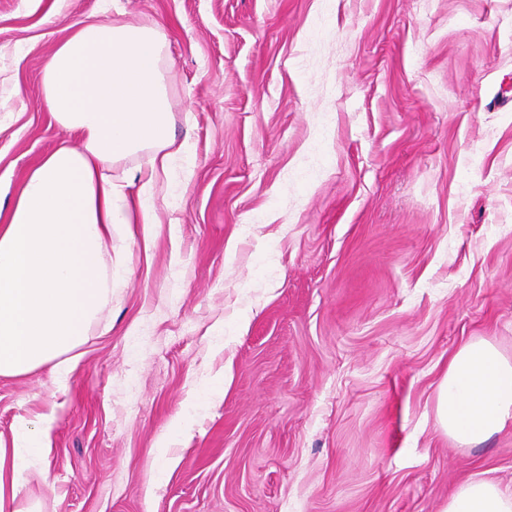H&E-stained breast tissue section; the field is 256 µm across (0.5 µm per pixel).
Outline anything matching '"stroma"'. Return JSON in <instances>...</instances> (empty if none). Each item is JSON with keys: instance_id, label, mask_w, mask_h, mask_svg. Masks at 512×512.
I'll return each instance as SVG.
<instances>
[{"instance_id": "35a3bbf8", "label": "stroma", "mask_w": 512, "mask_h": 512, "mask_svg": "<svg viewBox=\"0 0 512 512\" xmlns=\"http://www.w3.org/2000/svg\"><path fill=\"white\" fill-rule=\"evenodd\" d=\"M160 23L171 122L125 287L0 377L53 418L15 512H440L512 491V427L436 419L460 345L512 355V0H0V208L72 135L41 72L89 14ZM441 512H512V494L488 478L472 476L458 485Z\"/></svg>"}]
</instances>
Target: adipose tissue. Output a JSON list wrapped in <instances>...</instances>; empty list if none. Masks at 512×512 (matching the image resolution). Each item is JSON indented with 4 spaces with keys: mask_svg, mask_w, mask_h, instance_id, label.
<instances>
[{
    "mask_svg": "<svg viewBox=\"0 0 512 512\" xmlns=\"http://www.w3.org/2000/svg\"><path fill=\"white\" fill-rule=\"evenodd\" d=\"M69 28L41 84L46 108L75 141L28 175L0 224V377L25 375L84 342L120 282L112 227L152 223L144 199L175 144L162 27L91 14ZM145 150L151 156L133 194L116 170ZM436 416L449 439L466 447L512 425V356L487 339L465 341L439 386ZM46 432L45 420L24 419L13 447H0V512ZM441 512H512V494L476 475Z\"/></svg>",
    "mask_w": 512,
    "mask_h": 512,
    "instance_id": "adipose-tissue-1",
    "label": "adipose tissue"
}]
</instances>
